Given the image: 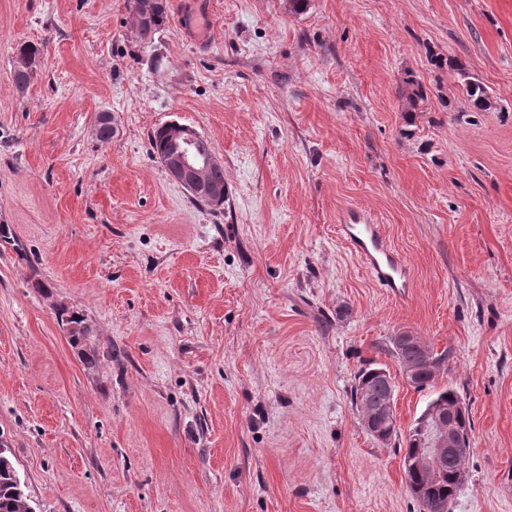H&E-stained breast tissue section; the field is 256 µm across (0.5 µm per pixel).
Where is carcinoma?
I'll use <instances>...</instances> for the list:
<instances>
[{"instance_id":"obj_1","label":"carcinoma","mask_w":512,"mask_h":512,"mask_svg":"<svg viewBox=\"0 0 512 512\" xmlns=\"http://www.w3.org/2000/svg\"><path fill=\"white\" fill-rule=\"evenodd\" d=\"M141 0H129L132 15L136 21L140 41L145 44L153 42L154 36L158 33L167 21V10H161L150 20H144L140 9ZM39 49L27 44L19 47V54L23 64L15 71L14 80L18 90L23 91L31 81V69L28 64L36 60ZM467 98L474 106L484 109L490 106L489 95L486 88L475 80H468L465 83ZM174 129L168 123L155 128L151 135V145L156 157H161L171 166H177L182 161L179 152L173 150L171 141ZM61 321L66 324L77 325V330L69 332L71 345L86 342L87 330L83 326V318L77 313H70L66 308L58 309ZM431 358L420 371L416 387L427 386L434 378L438 369L453 358L451 350H444L441 353L430 352ZM389 395L388 374L386 368L379 363H373L361 370L357 376L350 397L352 403L359 412H364L371 406L387 400ZM423 416H418L406 436V446L403 453V469L406 485L417 487L413 496L421 504L423 512H450V506L461 485L458 472L464 464L457 460L448 458L436 465L437 472L433 475L420 471H412L408 462L421 453L423 448V433L421 425ZM16 467L12 460V452L9 448L0 450V512H32L30 499L25 495L15 492L14 472Z\"/></svg>"}]
</instances>
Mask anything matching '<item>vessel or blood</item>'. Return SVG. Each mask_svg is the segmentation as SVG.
Instances as JSON below:
<instances>
[{"instance_id":"obj_1","label":"vessel or blood","mask_w":512,"mask_h":512,"mask_svg":"<svg viewBox=\"0 0 512 512\" xmlns=\"http://www.w3.org/2000/svg\"><path fill=\"white\" fill-rule=\"evenodd\" d=\"M337 230L381 288L396 298L408 294L413 286L411 269L392 251L381 225L361 211L350 210L343 215Z\"/></svg>"}]
</instances>
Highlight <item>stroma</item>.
Segmentation results:
<instances>
[{
    "label": "stroma",
    "instance_id": "1",
    "mask_svg": "<svg viewBox=\"0 0 512 512\" xmlns=\"http://www.w3.org/2000/svg\"><path fill=\"white\" fill-rule=\"evenodd\" d=\"M165 3L146 47L128 0H0V447L35 512H422L351 402L372 362L399 436L463 400L451 512H512V0ZM171 121L221 159V208L154 157ZM350 208L411 264L407 300L338 237ZM402 329L454 353L424 388ZM38 52L39 49L30 44L21 45L19 47V54L21 56V60H23V64L15 71L14 75L15 85L19 91H24L31 81V70L33 67L30 66L28 68L27 65L32 62L35 63Z\"/></svg>",
    "mask_w": 512,
    "mask_h": 512
}]
</instances>
